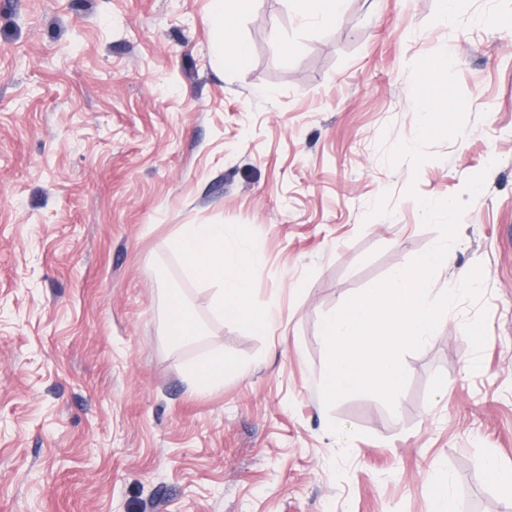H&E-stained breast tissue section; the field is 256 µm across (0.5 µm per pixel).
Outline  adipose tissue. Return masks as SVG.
Returning <instances> with one entry per match:
<instances>
[{
	"instance_id": "1",
	"label": "adipose tissue",
	"mask_w": 512,
	"mask_h": 512,
	"mask_svg": "<svg viewBox=\"0 0 512 512\" xmlns=\"http://www.w3.org/2000/svg\"><path fill=\"white\" fill-rule=\"evenodd\" d=\"M245 6L246 0H210L209 23L217 35L215 51L219 60L233 68L246 67L250 59L249 47L238 37L235 25L236 16ZM167 246L190 273L211 283L214 315L260 335L271 333L272 306L255 302L251 295L254 265L238 245L227 240L223 225H183ZM164 297L165 335L177 344H189L202 336V326L180 291L165 290Z\"/></svg>"
}]
</instances>
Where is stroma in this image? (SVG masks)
<instances>
[{"mask_svg":"<svg viewBox=\"0 0 512 512\" xmlns=\"http://www.w3.org/2000/svg\"><path fill=\"white\" fill-rule=\"evenodd\" d=\"M209 0H0V512H512V0H347L332 23L249 0L247 67L214 55ZM494 27H486V19ZM457 58L414 93L428 61ZM485 173L441 292L480 267L416 351L397 407H325L323 318L439 239L418 197ZM244 235L262 336L220 320L166 242ZM207 336L160 332L162 285ZM481 327L487 339L467 330ZM235 364L218 389L190 366ZM477 371L466 372L468 363ZM479 477L488 483L502 485L504 482H512V470L503 468L495 456H487L484 458ZM435 492L430 495L427 512H458L457 503L447 483H434Z\"/></svg>","mask_w":512,"mask_h":512,"instance_id":"stroma-1","label":"stroma"}]
</instances>
